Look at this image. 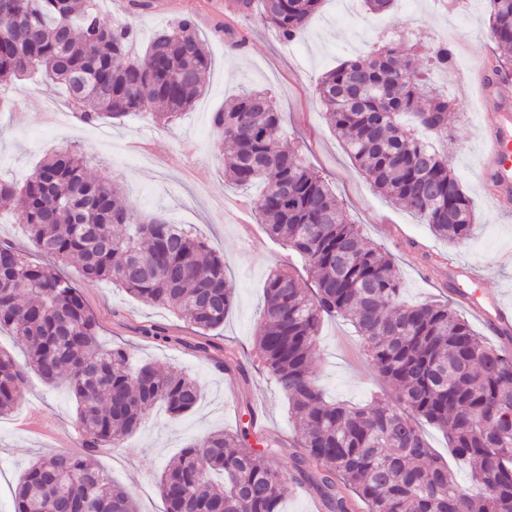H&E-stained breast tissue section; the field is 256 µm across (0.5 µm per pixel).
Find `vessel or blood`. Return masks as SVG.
<instances>
[{
    "instance_id": "obj_1",
    "label": "vessel or blood",
    "mask_w": 512,
    "mask_h": 512,
    "mask_svg": "<svg viewBox=\"0 0 512 512\" xmlns=\"http://www.w3.org/2000/svg\"><path fill=\"white\" fill-rule=\"evenodd\" d=\"M483 102L498 98L497 111L483 112L482 122L487 134V157L481 165V180L486 193L498 199L512 197V97L497 96V88L487 77H480ZM473 288L462 292L468 308L496 335L512 332V307L486 298L479 290V276H472Z\"/></svg>"
}]
</instances>
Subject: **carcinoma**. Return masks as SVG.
Returning a JSON list of instances; mask_svg holds the SVG:
<instances>
[{"label": "carcinoma", "mask_w": 512, "mask_h": 512, "mask_svg": "<svg viewBox=\"0 0 512 512\" xmlns=\"http://www.w3.org/2000/svg\"><path fill=\"white\" fill-rule=\"evenodd\" d=\"M0 15V87L38 74L67 90L75 117L96 124L141 114L167 122L203 94L211 57L190 17L157 32L138 57L133 28L108 25L99 0H8ZM323 0H227L281 40L305 32ZM495 74L512 68V0H488ZM448 68V45L402 52L383 46L323 74L316 100L349 158L374 188L449 242L474 229L471 198L426 135L448 136L453 103L415 56ZM224 180L263 184L252 199L267 233L302 261L303 273L267 278L256 327L260 363L288 398L301 431L294 464L217 432L184 448L161 474L166 512H281L307 483L326 512H512V349L478 336L449 301L410 303L394 261L363 242L331 183L282 144L279 112L262 91L242 89L212 113ZM0 200L25 226L41 262L0 247V332L26 348L21 365L0 349V416L22 398L29 373L68 379L75 424L89 453L119 448L158 403L174 419L201 388L189 374L131 365L122 347L102 345L79 286L55 265L73 261L84 279L109 280L135 298L169 308L206 334L234 305L224 260L205 241L119 200L79 148L52 152L22 183L0 181ZM353 326L376 373L397 395L365 407L329 402L313 361L324 318ZM443 430L448 452L468 462L460 485L427 443L422 423ZM14 512H138L134 498L81 455L58 451L23 473Z\"/></svg>", "instance_id": "cac0c4a2"}]
</instances>
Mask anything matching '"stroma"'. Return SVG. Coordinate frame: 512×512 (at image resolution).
<instances>
[{"mask_svg":"<svg viewBox=\"0 0 512 512\" xmlns=\"http://www.w3.org/2000/svg\"><path fill=\"white\" fill-rule=\"evenodd\" d=\"M152 2L143 15L132 14L128 0H99L98 8L104 21L133 26L140 51L174 19L193 17L213 65L204 96L180 119L163 125L129 115L87 125L68 108L63 89L48 88L38 79L0 91L8 103L0 112V178L23 180L46 153L80 147L93 158L97 175L115 181L130 206L186 225L224 258L235 304L223 328L206 336L167 308L138 301L111 282L83 280L76 264L59 268L77 281L104 345L125 347L136 360L161 369H181L202 387L200 402L186 416L173 420L156 408L122 450L95 454L94 464L133 494L139 512H165L159 489L164 468L190 442L215 431L247 433L248 446L256 449L263 441L278 440L276 462L292 465L290 442L298 430L286 397L258 363L255 333L269 268L296 259L260 221L246 230L230 222L228 209L260 188L225 183L222 151L210 126L212 112L241 87L268 90L288 136L303 140L304 160L329 175L337 199L367 243L393 256L407 299L451 296L469 285L447 269L424 266L419 256L428 252L453 257L459 267L480 274L486 297L512 305V198L492 199L479 176L486 144L473 71L493 55L487 0H396L386 13L369 11L364 0H324L305 34L290 43L281 42L259 16H229L225 0ZM227 21L249 33L240 50L228 49L217 32ZM440 40L453 52L448 70L435 75L436 86L454 102L448 115L453 137L448 160L477 216L471 238L456 244L435 236L429 225L372 187L314 98L323 73L371 45L390 42L402 50L414 42L426 46ZM151 327L158 328L159 337L148 336ZM315 376L328 398L350 403L367 402L385 388L352 327L340 319L322 326ZM72 413L67 380L49 386L28 375L21 401L0 417V512H11L17 484L31 461L60 449L81 452Z\"/></svg>","mask_w":512,"mask_h":512,"instance_id":"stroma-1","label":"stroma"}]
</instances>
